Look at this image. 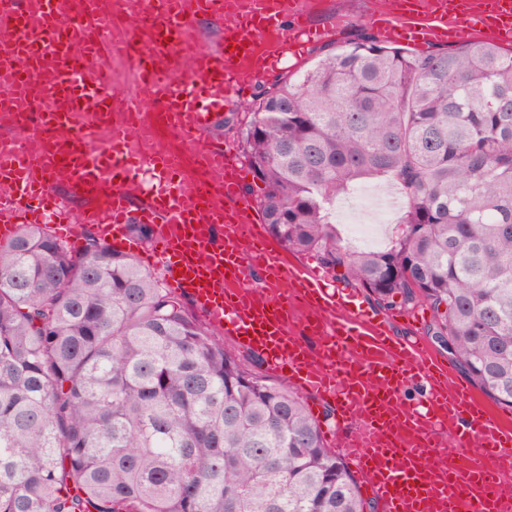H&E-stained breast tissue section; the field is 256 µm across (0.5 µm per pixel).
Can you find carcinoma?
Returning <instances> with one entry per match:
<instances>
[{"mask_svg": "<svg viewBox=\"0 0 512 512\" xmlns=\"http://www.w3.org/2000/svg\"><path fill=\"white\" fill-rule=\"evenodd\" d=\"M264 88L238 126L288 251L425 303L428 332L512 412V51H408L361 32ZM388 181L393 245L336 232V199ZM37 224L0 242V512H368L295 388L224 345L131 253Z\"/></svg>", "mask_w": 512, "mask_h": 512, "instance_id": "carcinoma-1", "label": "carcinoma"}]
</instances>
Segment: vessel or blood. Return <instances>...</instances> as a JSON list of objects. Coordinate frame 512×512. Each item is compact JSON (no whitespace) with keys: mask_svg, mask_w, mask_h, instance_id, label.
Wrapping results in <instances>:
<instances>
[{"mask_svg":"<svg viewBox=\"0 0 512 512\" xmlns=\"http://www.w3.org/2000/svg\"><path fill=\"white\" fill-rule=\"evenodd\" d=\"M248 2L239 11L236 0H134L129 38L146 47L131 62L136 92L119 96L98 55L111 23L95 0L63 29L57 0H0V112L25 114L18 132L0 134V203L28 224L56 213V236L95 224L120 243L132 194L147 196L145 261L297 389L332 400L336 423L325 438L381 512H500L512 428L416 342L366 311L341 312L319 272L288 264L242 193L248 173L235 148L204 138L212 115L241 92L242 72L260 76L322 36L304 21L308 0ZM201 16L223 24L224 49L189 41ZM463 24L511 42L512 0H486L478 11L472 0H428L385 15L381 33L425 47ZM187 51L195 65L175 78L170 61ZM62 176L70 194L93 203L76 224L54 193ZM252 271L264 288L247 286ZM412 380L424 386L417 401L405 395ZM447 433L459 454L440 465L436 439Z\"/></svg>","mask_w":512,"mask_h":512,"instance_id":"b4317fda","label":"vessel or blood"}]
</instances>
